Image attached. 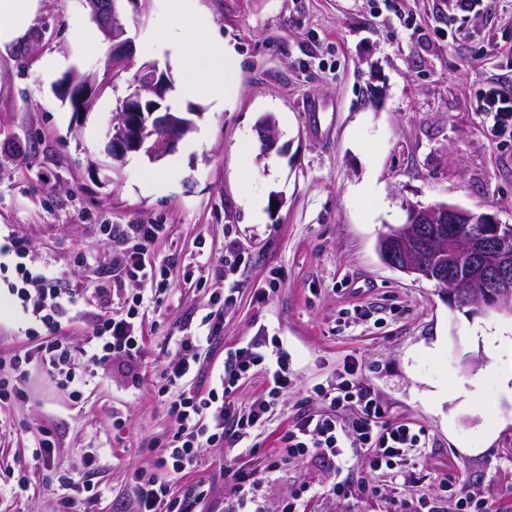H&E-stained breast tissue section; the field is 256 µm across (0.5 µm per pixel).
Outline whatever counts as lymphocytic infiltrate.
Wrapping results in <instances>:
<instances>
[{
    "label": "lymphocytic infiltrate",
    "instance_id": "f902f5d3",
    "mask_svg": "<svg viewBox=\"0 0 512 512\" xmlns=\"http://www.w3.org/2000/svg\"><path fill=\"white\" fill-rule=\"evenodd\" d=\"M480 96L483 117L493 136L512 137V88L491 86L484 88ZM101 231L105 244L117 239L122 242L121 249L112 253V269L120 278L94 287L91 300L98 313L81 348V356L85 365L91 367L117 360L126 362L133 370L131 383L136 386L140 376L135 368L144 350L142 318L148 308L160 306L161 295L172 286L170 268L146 261L167 227L105 224ZM2 253L13 254L16 259L17 279L10 293L33 323V337L38 341L34 355L56 372L59 386L70 388L75 373L70 365L71 344L63 334V325L66 311L77 306V299L61 288L57 273L36 266L24 238L8 236L6 244H0ZM124 277L141 282L142 287L117 306L113 303L114 292L120 289ZM202 323L204 333L179 339L177 358L168 368V382L158 389L159 396L166 399L173 430L161 451L159 464L179 474L195 466L200 448L226 447L224 475L232 483L238 508L243 510L253 500L257 477L244 471L239 461L252 452L253 431L265 425L271 406L278 404L292 384L288 351L275 338L271 341V352H264L257 341L227 354L220 378L224 391H232L257 367L264 369L270 380L266 401L247 411H238L230 401H217L215 394L200 396L179 389L180 383L194 374L203 352L219 331L218 323L211 317H204ZM345 372L346 380L321 391L328 413L307 416L288 430L284 437L286 452L292 457L336 458L352 448L363 453L371 470L407 473L421 448L427 445L425 432L387 419L371 388L356 379L355 367L346 365ZM343 407L355 409V418H340L337 411ZM187 504L171 499L166 482L156 474L139 473L131 481L126 512H186Z\"/></svg>",
    "mask_w": 512,
    "mask_h": 512
}]
</instances>
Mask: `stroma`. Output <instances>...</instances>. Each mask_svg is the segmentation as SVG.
<instances>
[{
	"label": "stroma",
	"instance_id": "stroma-1",
	"mask_svg": "<svg viewBox=\"0 0 512 512\" xmlns=\"http://www.w3.org/2000/svg\"><path fill=\"white\" fill-rule=\"evenodd\" d=\"M213 30L239 61L221 98L204 91L206 58L191 71L141 52L180 22L178 0H151L120 17L133 64L110 57L83 0H41L26 32L0 49V232L29 240L33 258L60 271L79 302L110 273L101 225L165 224L149 263L175 278L160 310L143 324L133 388L125 365L97 367L80 398L59 388L33 361L22 395L0 402V471H25L30 488L0 495V512H54L60 475H88L101 492L79 512H124L134 473L157 471L153 443L171 431L154 391L175 341L200 331L224 300L221 334L202 357L188 390L214 387L227 351L259 336L283 339L293 386L255 438L245 468L279 456L255 493L265 512H453L440 481L462 478L492 512H512V399L490 369L492 354L474 332L512 328V314L458 307L434 282L386 265L376 242L406 220L410 205L456 204L512 225V141L494 137L480 112L484 83L512 87V0H481L457 14L450 0H199ZM57 60L50 81L38 71ZM167 71L166 102L202 115L177 148L158 161L128 154L120 178L103 169L107 130L136 68ZM90 76L92 104L78 115L60 94L71 71ZM200 93L185 94L186 84ZM318 102V117L305 112ZM276 119L273 146L254 156V128ZM259 201L253 212L251 201ZM248 259L224 278L213 274L224 242ZM204 284L183 282L185 265ZM0 272V361L34 347L29 321ZM378 395L388 419L424 430L429 444L410 479L373 472L362 459L284 458L288 428L327 412L319 390L339 383L346 364ZM479 378L469 395L459 384ZM56 430L50 463L33 460L41 426ZM104 454L93 471L84 458ZM224 449L205 447L197 466L170 483L182 499L198 482L211 487L195 512H228L234 492Z\"/></svg>",
	"mask_w": 512,
	"mask_h": 512
}]
</instances>
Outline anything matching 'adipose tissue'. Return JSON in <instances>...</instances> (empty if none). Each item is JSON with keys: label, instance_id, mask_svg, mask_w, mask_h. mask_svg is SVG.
I'll return each instance as SVG.
<instances>
[{"label": "adipose tissue", "instance_id": "adipose-tissue-1", "mask_svg": "<svg viewBox=\"0 0 512 512\" xmlns=\"http://www.w3.org/2000/svg\"><path fill=\"white\" fill-rule=\"evenodd\" d=\"M40 0H0V47L20 37L34 19ZM183 26L180 32L164 41L143 45V52L168 53L181 68H188L197 56L210 60L213 84H221L225 72L235 70L234 56L224 48L222 41L210 34L211 21L198 6L197 0H180Z\"/></svg>", "mask_w": 512, "mask_h": 512}]
</instances>
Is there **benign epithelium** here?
<instances>
[{"instance_id":"benign-epithelium-1","label":"benign epithelium","mask_w":512,"mask_h":512,"mask_svg":"<svg viewBox=\"0 0 512 512\" xmlns=\"http://www.w3.org/2000/svg\"><path fill=\"white\" fill-rule=\"evenodd\" d=\"M92 18L104 37L112 42V63L132 62L131 40L117 20L116 4L88 0ZM137 87L121 100L110 124L112 170H118L130 153L161 158L173 150L195 127L184 112L163 105L171 89L169 76L154 64H143L137 73ZM263 146L272 144L276 124L264 117L255 127ZM480 224V235L463 233L461 225ZM448 254L429 280H451L457 289L450 297L459 306L487 307L512 313V230L489 215L476 214L457 205L440 203L408 209L406 222L389 227L378 247L388 265L408 274H421L419 251L423 234Z\"/></svg>"}]
</instances>
